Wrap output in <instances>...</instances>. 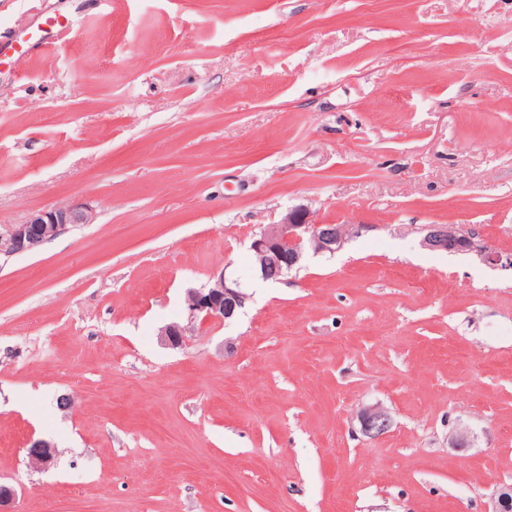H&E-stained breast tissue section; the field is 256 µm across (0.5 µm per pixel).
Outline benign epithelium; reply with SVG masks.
<instances>
[{
  "label": "benign epithelium",
  "instance_id": "benign-epithelium-1",
  "mask_svg": "<svg viewBox=\"0 0 512 512\" xmlns=\"http://www.w3.org/2000/svg\"><path fill=\"white\" fill-rule=\"evenodd\" d=\"M91 212L80 205H59L31 214L20 224L0 228V254L33 253L46 242L61 234L67 226L88 224ZM366 227L362 224H310L304 211L297 209L285 214L278 222L265 225L251 241L250 248L257 258L260 279L278 282L292 270L299 268L310 256H333ZM420 245L431 251L469 253L484 264L512 270V253H502L476 239L474 233L453 230L439 224H428L419 229ZM288 255L287 266H281L283 255ZM249 295L237 280H230L222 269L215 270L206 287L189 292L187 309L189 322H226L245 306ZM188 326L171 323L160 330L161 344L182 346ZM390 417L379 407L372 406L360 414L361 431L368 437L384 434L390 427ZM56 455L54 444L37 439L28 451L29 466L45 469ZM494 512H512V484L496 488Z\"/></svg>",
  "mask_w": 512,
  "mask_h": 512
}]
</instances>
